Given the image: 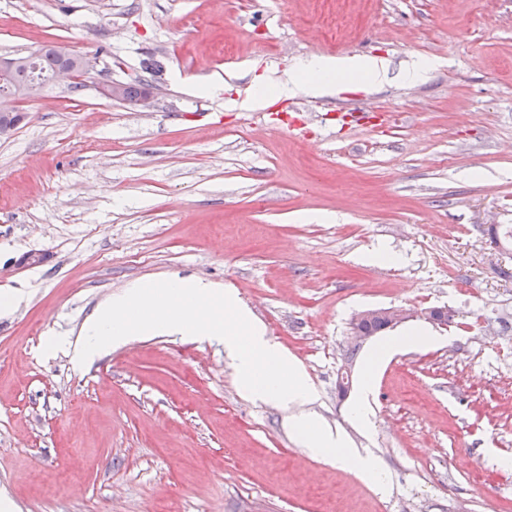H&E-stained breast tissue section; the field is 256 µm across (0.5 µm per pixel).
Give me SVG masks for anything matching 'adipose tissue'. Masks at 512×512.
I'll use <instances>...</instances> for the list:
<instances>
[{
	"label": "adipose tissue",
	"instance_id": "obj_1",
	"mask_svg": "<svg viewBox=\"0 0 512 512\" xmlns=\"http://www.w3.org/2000/svg\"><path fill=\"white\" fill-rule=\"evenodd\" d=\"M389 61L380 56L320 57L285 71L280 76H262L256 83L259 95L275 94L281 97L296 92H329L336 90L342 79H351L377 85L387 80ZM288 430L308 452L326 456L343 465L359 466L363 474L380 478L381 473L371 459L362 457L359 450L349 447L345 438L322 423L314 413L289 415Z\"/></svg>",
	"mask_w": 512,
	"mask_h": 512
}]
</instances>
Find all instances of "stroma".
Here are the masks:
<instances>
[{
    "mask_svg": "<svg viewBox=\"0 0 512 512\" xmlns=\"http://www.w3.org/2000/svg\"><path fill=\"white\" fill-rule=\"evenodd\" d=\"M48 43L96 64L0 138V512H512V249L491 236L512 225V0H0V55ZM339 54L390 81L241 108L259 75ZM151 63L147 103L100 95ZM174 276L236 291L385 488L301 448L223 339L73 365L102 303ZM391 307L412 316L351 351L355 314ZM439 307L448 327L418 316ZM411 329L438 341L385 354Z\"/></svg>",
    "mask_w": 512,
    "mask_h": 512,
    "instance_id": "35a3bbf8",
    "label": "stroma"
}]
</instances>
